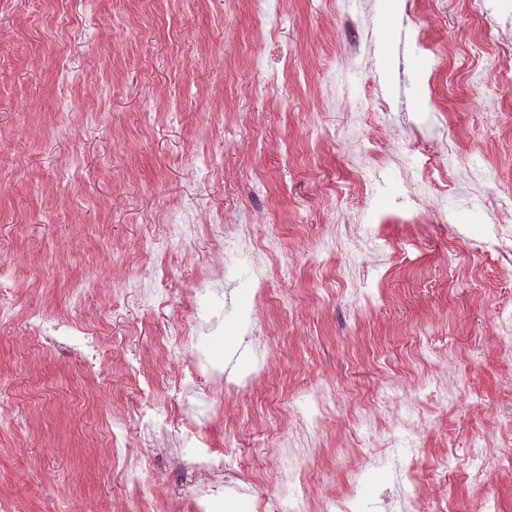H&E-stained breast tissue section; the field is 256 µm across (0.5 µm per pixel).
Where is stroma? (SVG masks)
I'll list each match as a JSON object with an SVG mask.
<instances>
[{"instance_id": "stroma-1", "label": "stroma", "mask_w": 512, "mask_h": 512, "mask_svg": "<svg viewBox=\"0 0 512 512\" xmlns=\"http://www.w3.org/2000/svg\"><path fill=\"white\" fill-rule=\"evenodd\" d=\"M368 3L375 39L358 52L343 5L327 0H269L264 14L250 0H0V264L23 283L0 321L10 512H192L209 477L184 465L191 427L258 512L279 491L284 403L330 383L338 401L310 459L312 507L344 494L359 467L362 512H381L406 443L393 419L434 377L426 349L460 397L428 402L424 512H479L464 464L487 434L500 464L483 479L512 512V352L497 338L512 272L488 243L496 209L512 247V27L488 25L512 19V0ZM363 152L382 178L368 198L355 179ZM447 165L482 178L402 203L406 178ZM189 203L198 223L246 214L258 241L277 236L268 308H256L245 256L192 292L218 250L208 233L155 253L161 225ZM151 273L163 279L154 303L131 287ZM34 310L96 332V368L31 336ZM190 311L200 326L166 340ZM252 324L271 352L250 419L232 398L220 416L206 396L179 403L192 352L254 371ZM381 397L388 451L353 421ZM351 444L366 457L346 454Z\"/></svg>"}]
</instances>
